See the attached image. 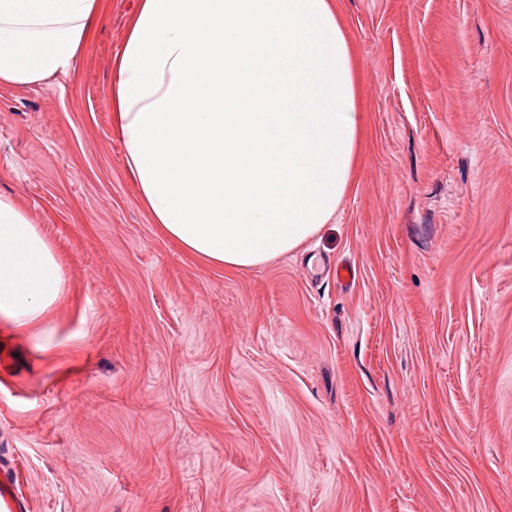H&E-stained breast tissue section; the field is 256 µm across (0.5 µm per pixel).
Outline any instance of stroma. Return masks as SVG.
Here are the masks:
<instances>
[{
  "label": "stroma",
  "instance_id": "35a3bbf8",
  "mask_svg": "<svg viewBox=\"0 0 512 512\" xmlns=\"http://www.w3.org/2000/svg\"><path fill=\"white\" fill-rule=\"evenodd\" d=\"M335 3L351 188L243 271L169 238L125 168L133 0L68 76L0 85V192L68 281L43 342L0 327V468L32 512H512V0Z\"/></svg>",
  "mask_w": 512,
  "mask_h": 512
}]
</instances>
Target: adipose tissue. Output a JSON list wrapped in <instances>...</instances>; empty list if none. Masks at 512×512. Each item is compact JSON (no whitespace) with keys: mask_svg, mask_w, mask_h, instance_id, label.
<instances>
[{"mask_svg":"<svg viewBox=\"0 0 512 512\" xmlns=\"http://www.w3.org/2000/svg\"><path fill=\"white\" fill-rule=\"evenodd\" d=\"M103 0H0V83L72 71ZM124 164L153 223L245 270L332 220L358 158L351 50L331 0H134L112 60ZM67 286L52 243L0 195V323L45 325Z\"/></svg>","mask_w":512,"mask_h":512,"instance_id":"ef3b65f1","label":"adipose tissue"}]
</instances>
